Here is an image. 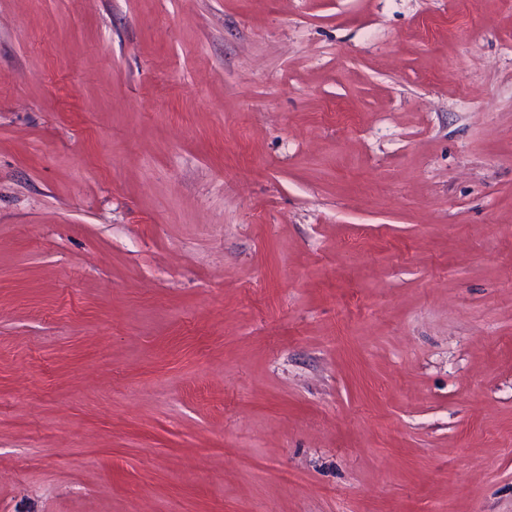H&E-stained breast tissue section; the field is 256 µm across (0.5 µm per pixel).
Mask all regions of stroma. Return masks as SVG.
Instances as JSON below:
<instances>
[{"mask_svg":"<svg viewBox=\"0 0 512 512\" xmlns=\"http://www.w3.org/2000/svg\"><path fill=\"white\" fill-rule=\"evenodd\" d=\"M0 512H512V0H0Z\"/></svg>","mask_w":512,"mask_h":512,"instance_id":"1","label":"stroma"}]
</instances>
